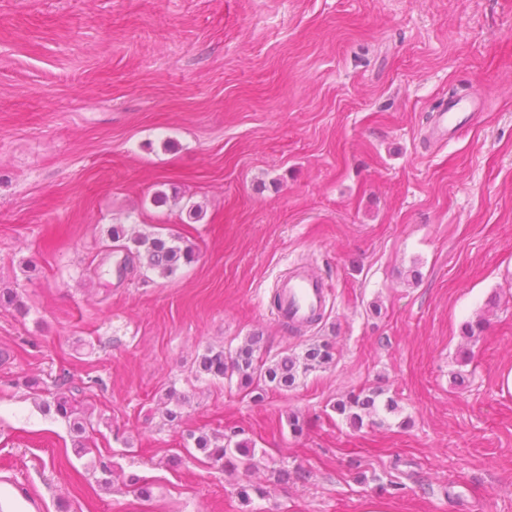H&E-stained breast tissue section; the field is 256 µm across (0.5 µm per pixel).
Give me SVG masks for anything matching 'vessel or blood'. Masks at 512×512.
I'll list each match as a JSON object with an SVG mask.
<instances>
[{
	"label": "vessel or blood",
	"mask_w": 512,
	"mask_h": 512,
	"mask_svg": "<svg viewBox=\"0 0 512 512\" xmlns=\"http://www.w3.org/2000/svg\"><path fill=\"white\" fill-rule=\"evenodd\" d=\"M480 111L476 101L452 100L439 112L431 130L432 138L447 142L463 128L471 125ZM325 282L304 268H296L281 277L275 285V315L292 326H306L323 313L327 306ZM0 484L8 487L13 501L12 512H39L41 500L25 483L8 469L0 471Z\"/></svg>",
	"instance_id": "1"
}]
</instances>
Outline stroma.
Returning <instances> with one entry per match:
<instances>
[{"instance_id":"1","label":"stroma","mask_w":512,"mask_h":512,"mask_svg":"<svg viewBox=\"0 0 512 512\" xmlns=\"http://www.w3.org/2000/svg\"><path fill=\"white\" fill-rule=\"evenodd\" d=\"M452 89L484 108L429 143ZM115 224L196 258L159 277ZM296 263L331 286L301 333L273 314ZM5 289L0 465L43 512H512V0H0ZM256 333L336 361L288 391L196 378ZM33 377L81 387L90 453ZM377 387L384 422L332 408ZM233 428L250 470L185 450Z\"/></svg>"}]
</instances>
